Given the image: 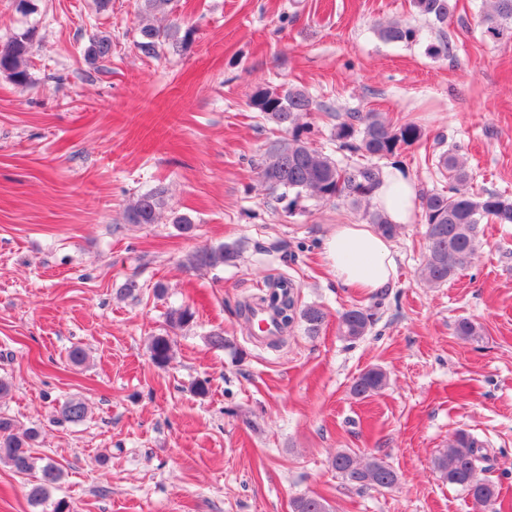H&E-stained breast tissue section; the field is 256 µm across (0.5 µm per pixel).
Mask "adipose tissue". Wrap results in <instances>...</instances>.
Returning a JSON list of instances; mask_svg holds the SVG:
<instances>
[{"label":"adipose tissue","mask_w":512,"mask_h":512,"mask_svg":"<svg viewBox=\"0 0 512 512\" xmlns=\"http://www.w3.org/2000/svg\"><path fill=\"white\" fill-rule=\"evenodd\" d=\"M416 182L399 167H392L374 201L395 224L411 223L415 215ZM325 257L336 278L361 293L390 285L396 264L390 240L367 224H340L325 242Z\"/></svg>","instance_id":"adipose-tissue-1"}]
</instances>
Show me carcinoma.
Here are the masks:
<instances>
[{
	"label": "carcinoma",
	"instance_id": "carcinoma-1",
	"mask_svg": "<svg viewBox=\"0 0 512 512\" xmlns=\"http://www.w3.org/2000/svg\"><path fill=\"white\" fill-rule=\"evenodd\" d=\"M458 0H411L414 12L431 25H442L457 9ZM175 0H141L143 24L135 46L141 54L158 58L164 51L181 52L188 46L193 32H180L176 25L159 26L157 16L173 13ZM482 34L492 42L512 40V0H489L481 11ZM379 36L386 42L412 43L417 31L407 22H390L379 28ZM32 55V39L16 36L0 45V73H6L19 85L28 82L27 62ZM88 60L97 64L112 56V39L101 36L86 50ZM249 105L288 133L269 152L260 179L272 191L280 192L283 200L294 194L288 203L293 211L302 196L320 201L348 200L353 205L371 203L376 189L383 181L382 167L371 159H387L412 147L427 142L424 127L414 119L397 125L377 112H348L336 124L333 140L338 149L362 160L340 164L336 159L311 146L308 140L310 126L300 123L302 116L320 109L308 93L300 89L282 90L258 86L249 96ZM431 161L437 174L445 181L440 189L419 193L421 217L427 224V255L421 267V277L429 285L440 286L466 269L476 258L480 248L479 224L486 220L493 224H512V197L498 192L478 191L473 187V175L464 155L456 150L432 153ZM167 207L164 190L145 192L130 204L127 222L156 224ZM367 223L380 234L392 238L398 225L389 221L381 208L365 210ZM238 254L236 245L221 244L204 247L189 258L193 267H217L233 262ZM295 296L290 295L279 310L280 326L290 328L299 319L307 333L317 334L326 321L325 312L316 305L295 309ZM371 316L353 306L338 318V332L347 341H355L367 334ZM455 333L463 339L479 335L478 325L462 318L455 325ZM150 356L154 364L166 366L171 358V341L164 335L152 338ZM387 385V375L380 368H370L354 381L351 392L366 398ZM86 416V406L71 400L62 408V417L68 422H80ZM39 436L34 427L21 428L9 417L0 415V462L9 465L17 474L28 475L35 469L30 448ZM487 460L485 441L460 430L454 434L433 461L439 477L463 490L472 503L481 508L493 505L498 496L497 484L481 476L488 467L480 466ZM332 465L347 486L359 491L390 488L397 473L382 460L372 458L361 464L347 451H339ZM61 479V470L52 459L40 467L38 481L28 488L27 497L34 505L43 504L50 488ZM293 512H329V505L320 497L301 496L293 501Z\"/></svg>",
	"mask_w": 512,
	"mask_h": 512
}]
</instances>
